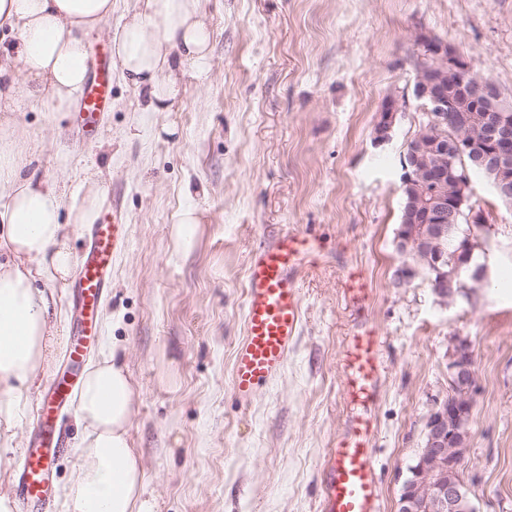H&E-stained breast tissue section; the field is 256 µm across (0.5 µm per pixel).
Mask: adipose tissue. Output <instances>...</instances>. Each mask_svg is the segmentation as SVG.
I'll use <instances>...</instances> for the list:
<instances>
[{
	"instance_id": "1",
	"label": "adipose tissue",
	"mask_w": 512,
	"mask_h": 512,
	"mask_svg": "<svg viewBox=\"0 0 512 512\" xmlns=\"http://www.w3.org/2000/svg\"><path fill=\"white\" fill-rule=\"evenodd\" d=\"M111 16L112 0H0V28L18 34L0 59V111L24 100L68 109L88 76L86 35ZM210 41L202 0H139L112 38V59L146 93L149 111L164 112L180 92V74L208 72ZM31 164L0 128V456L13 447L28 394L64 344L51 312L74 267L68 226L93 223L100 201L94 188L80 206L66 207ZM135 415L126 350L109 343L76 399L79 463L62 489L69 512H154L129 440Z\"/></svg>"
}]
</instances>
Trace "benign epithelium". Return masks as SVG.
Masks as SVG:
<instances>
[{
    "instance_id": "1",
    "label": "benign epithelium",
    "mask_w": 512,
    "mask_h": 512,
    "mask_svg": "<svg viewBox=\"0 0 512 512\" xmlns=\"http://www.w3.org/2000/svg\"><path fill=\"white\" fill-rule=\"evenodd\" d=\"M415 42L422 55L414 67L413 93L423 101L425 117L401 160L407 203L396 246L416 262L414 267L402 268L401 276L412 278L419 266L430 267L443 283L435 293L445 301L455 294L461 271L481 248L478 230L485 222L482 212H470L468 228L462 231L464 246L457 259L448 262L435 248L443 237L459 230L460 204L448 197V185L462 195L469 187V171L481 169L499 197L512 203V107L502 102L493 81L475 75L466 58L446 42L422 32ZM450 83L479 99L482 114L460 110L448 95ZM401 108L395 97L385 101L374 125L375 145L390 141ZM450 117L457 127L451 135L445 130ZM448 376L462 390L461 398L472 401L474 357L465 339H457L452 347ZM471 415L466 405L455 406L446 399L436 404L426 422L424 448L403 485L398 512H470L458 470L465 457Z\"/></svg>"
}]
</instances>
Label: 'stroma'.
Segmentation results:
<instances>
[{
	"mask_svg": "<svg viewBox=\"0 0 512 512\" xmlns=\"http://www.w3.org/2000/svg\"><path fill=\"white\" fill-rule=\"evenodd\" d=\"M136 0L86 37L89 65ZM211 68L185 77L170 111L112 72V101L94 137L71 111L21 105L11 118L39 179L67 200L101 184V208L125 213L127 245L112 265L101 340L127 347L137 393L130 444L156 512H319L328 448L353 414L344 391L346 343L381 336L374 465L383 512L449 390L455 338L474 354L475 390L462 479L476 512H512V206L471 173L468 204L486 223L478 260L487 279L441 300L428 276L405 280L396 248L401 159L424 109L412 94L416 33L447 41L512 102V0H204ZM405 105L390 141L374 146L386 99ZM194 208V245L172 227ZM287 231L318 236L324 257L303 269V318L284 370L254 399L232 392L245 273L258 246ZM363 271L353 303L344 276ZM60 428L51 512L77 465L73 410Z\"/></svg>",
	"mask_w": 512,
	"mask_h": 512,
	"instance_id": "obj_1",
	"label": "stroma"
}]
</instances>
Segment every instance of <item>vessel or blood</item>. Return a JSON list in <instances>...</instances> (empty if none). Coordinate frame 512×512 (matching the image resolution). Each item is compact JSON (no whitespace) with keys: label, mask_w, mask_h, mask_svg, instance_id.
<instances>
[{"label":"vessel or blood","mask_w":512,"mask_h":512,"mask_svg":"<svg viewBox=\"0 0 512 512\" xmlns=\"http://www.w3.org/2000/svg\"><path fill=\"white\" fill-rule=\"evenodd\" d=\"M111 97L108 75L96 71L80 96L79 111L94 117L105 111ZM88 247L81 256L73 304L77 323L66 351L70 371L58 375L38 400L33 436L25 448V463L15 477L20 512H49L51 480L62 443L55 418L68 408L75 393L76 366L86 356L97 331L96 312L109 289L112 262L124 245L119 221L95 222L85 229ZM318 239L305 232H287L252 253L246 270L244 334L233 361L232 390L249 402L284 368L299 335L302 290L299 272L318 262ZM346 394L356 408L348 430L328 449L323 471L321 512H382L378 476L373 463L371 407L380 368V338L370 328L347 342Z\"/></svg>","instance_id":"obj_1"}]
</instances>
